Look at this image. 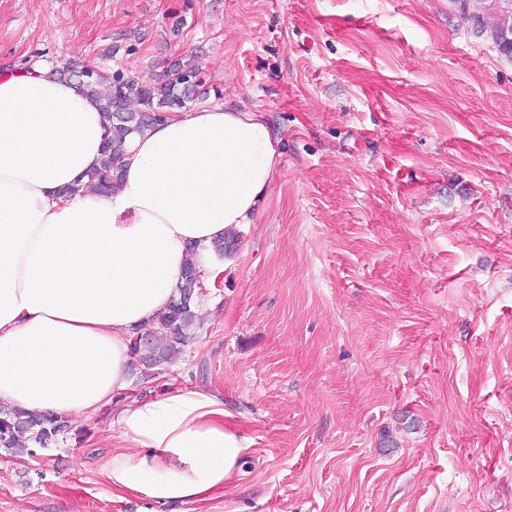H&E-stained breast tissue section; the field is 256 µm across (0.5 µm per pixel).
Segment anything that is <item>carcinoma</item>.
<instances>
[{
	"label": "carcinoma",
	"mask_w": 512,
	"mask_h": 512,
	"mask_svg": "<svg viewBox=\"0 0 512 512\" xmlns=\"http://www.w3.org/2000/svg\"><path fill=\"white\" fill-rule=\"evenodd\" d=\"M461 15L471 21L478 34L487 33L497 50L512 60V0H484V13L469 12L470 0H452ZM82 92L97 100L108 122L109 136L98 165L87 174L86 183L67 189L73 195L83 188L109 190L120 180L121 158L127 137L162 121L205 95L200 69L195 60L175 61L148 80L124 73L106 71L98 65L80 81ZM200 264L190 254L169 306L160 312L149 328L154 353L139 357V341L133 340L131 355L148 370L171 364L192 339L196 322L194 307L202 289ZM68 430L67 420L19 408L0 407V449L10 453L41 448L55 442Z\"/></svg>",
	"instance_id": "1"
}]
</instances>
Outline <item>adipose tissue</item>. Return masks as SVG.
<instances>
[{
    "label": "adipose tissue",
    "instance_id": "ef3b65f1",
    "mask_svg": "<svg viewBox=\"0 0 512 512\" xmlns=\"http://www.w3.org/2000/svg\"><path fill=\"white\" fill-rule=\"evenodd\" d=\"M106 130L75 83L39 65L0 70V404L89 417L125 390L130 344L171 297L194 244L250 223L279 164L256 113L168 114L126 141L109 192L67 195L97 166ZM224 402L176 392L123 407L127 451L105 475L162 505L203 500L240 474L248 441Z\"/></svg>",
    "mask_w": 512,
    "mask_h": 512
}]
</instances>
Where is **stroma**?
Instances as JSON below:
<instances>
[{
    "label": "stroma",
    "mask_w": 512,
    "mask_h": 512,
    "mask_svg": "<svg viewBox=\"0 0 512 512\" xmlns=\"http://www.w3.org/2000/svg\"><path fill=\"white\" fill-rule=\"evenodd\" d=\"M190 56L277 134L271 189L175 363L0 451V512H512V61L451 0H0L1 66ZM176 389L223 399L238 478L113 491L120 405Z\"/></svg>",
    "instance_id": "stroma-1"
}]
</instances>
